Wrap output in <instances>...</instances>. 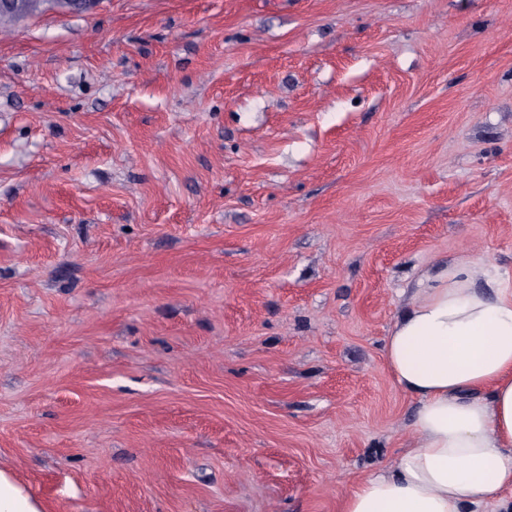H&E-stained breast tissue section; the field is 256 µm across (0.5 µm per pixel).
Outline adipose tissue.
Returning <instances> with one entry per match:
<instances>
[{"label": "adipose tissue", "instance_id": "obj_1", "mask_svg": "<svg viewBox=\"0 0 512 512\" xmlns=\"http://www.w3.org/2000/svg\"><path fill=\"white\" fill-rule=\"evenodd\" d=\"M383 358L416 403L409 435L340 512H512V275L444 263L420 280Z\"/></svg>", "mask_w": 512, "mask_h": 512}]
</instances>
